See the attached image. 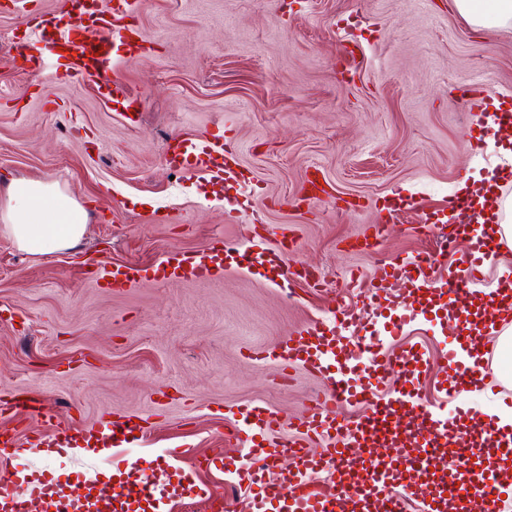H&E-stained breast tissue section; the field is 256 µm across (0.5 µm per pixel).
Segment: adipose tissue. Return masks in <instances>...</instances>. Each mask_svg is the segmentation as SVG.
Returning <instances> with one entry per match:
<instances>
[{"label": "adipose tissue", "mask_w": 512, "mask_h": 512, "mask_svg": "<svg viewBox=\"0 0 512 512\" xmlns=\"http://www.w3.org/2000/svg\"><path fill=\"white\" fill-rule=\"evenodd\" d=\"M458 13L477 29L512 26V0H453ZM0 226L16 247L31 254L69 250L81 242L86 209L56 181L18 177L7 182Z\"/></svg>", "instance_id": "obj_1"}]
</instances>
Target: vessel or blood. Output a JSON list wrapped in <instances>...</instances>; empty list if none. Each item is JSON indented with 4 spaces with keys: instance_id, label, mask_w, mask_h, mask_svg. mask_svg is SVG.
I'll return each mask as SVG.
<instances>
[{
    "instance_id": "obj_1",
    "label": "vessel or blood",
    "mask_w": 512,
    "mask_h": 512,
    "mask_svg": "<svg viewBox=\"0 0 512 512\" xmlns=\"http://www.w3.org/2000/svg\"><path fill=\"white\" fill-rule=\"evenodd\" d=\"M134 11V0H113L109 8L103 7L102 0H59L56 14L35 24L32 40L24 47L26 70L48 80L62 69L75 73L94 84L116 108H124V88L107 73L117 65L115 45L126 46L133 56L146 51L137 29L128 22ZM46 51L52 52L55 68L46 67L42 57ZM485 92L484 82L474 84L469 110L483 112L486 130L499 134L512 129V108L487 111ZM165 156L180 169L235 174L236 151L220 137L197 143L173 136ZM243 236V242L228 241L219 249L170 253L152 269L136 263L105 265L98 269L96 283L121 290L156 276L165 281L210 282L223 277L228 258L244 257L252 266L266 264L265 252L246 249L260 237L257 225L246 223ZM499 245L497 226H483L470 241L463 267L449 273L447 280L435 282L430 275L434 263L425 255L415 261L418 275L411 283L417 292L439 289L450 301H457L470 293L484 262ZM345 354L342 340L319 328L284 336L262 351V359L274 361L282 373L300 367L312 377H324L325 383L307 404L298 435L287 439L281 435L283 421L277 413L256 405L238 410L229 436L248 451V462L236 466L235 474L249 495V512H274L275 504L281 502L286 503V512H335L338 502L358 493L363 496L361 512H405L415 476L430 477L432 469L444 465V450L451 444L456 422L441 407L424 404L412 395L414 371L397 368L395 361L386 358L383 343L376 342L363 349L357 368L333 374V366ZM486 357L475 338L456 337L449 359L453 390L483 383ZM364 366L382 376L395 373L394 394L386 398L365 388L360 372ZM345 404H363L367 410L348 418L341 413ZM412 413L422 429L410 442L403 436L401 419ZM147 431L145 419L128 416L112 421L104 430L55 424L49 432L38 434L37 441L49 456L63 448L96 454L136 441ZM315 439L324 448L312 454L308 447ZM408 445L413 446V455H405ZM285 456L292 459V468L278 469V460ZM504 461L512 462V438L479 439L449 483L415 502L417 512H446L449 500L473 496L487 498L490 512H497L502 497L512 496V482L501 477L499 465ZM122 464L108 481L81 476L70 482L33 469L19 470L16 480L0 489V512H25L32 500L42 502L44 512H134L141 503H174L202 495L187 473H176L174 480L160 485L152 479L150 461L128 455ZM404 465L412 468V477L401 476Z\"/></svg>"
}]
</instances>
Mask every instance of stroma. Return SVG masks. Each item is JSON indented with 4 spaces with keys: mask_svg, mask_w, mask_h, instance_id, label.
I'll list each match as a JSON object with an SVG mask.
<instances>
[{
    "mask_svg": "<svg viewBox=\"0 0 512 512\" xmlns=\"http://www.w3.org/2000/svg\"><path fill=\"white\" fill-rule=\"evenodd\" d=\"M0 0V181L57 180L89 212L80 249L35 256L0 231V401L33 393L57 421L100 428L136 415L152 432L132 449L156 475L222 453L226 463L199 483L232 488L227 463L244 449L221 434L239 406L265 405L298 421L322 381L305 370L278 379L270 349L284 334L322 325L384 337L405 353L424 403L506 409L497 389L445 393L443 364L463 331L459 311L488 302L512 250L496 253L472 294L453 311L406 312L410 285L378 281L379 264L410 266L439 254L449 195L463 177L491 170L512 179V135L502 152L475 143L481 114L466 112L467 83L490 75V103L512 95V27L480 32L453 0H140L135 24L151 50L120 59L114 75L128 113L94 86L28 75L17 56L32 26ZM358 45L346 72L345 47ZM227 134L237 178L218 182L172 170V135L206 141ZM320 169L336 199L296 206L309 171ZM266 223V246L281 234L296 245L281 265L225 260L222 279L150 280L115 292L97 287L101 263L160 264L239 239L242 220ZM384 225L380 254L355 251L357 237ZM304 266L322 286L290 280ZM382 287V311L362 308L345 288L349 272ZM178 456H169V449ZM114 452L47 457L30 448L0 458V480L30 467L112 475Z\"/></svg>",
    "mask_w": 512,
    "mask_h": 512,
    "instance_id": "35a3bbf8",
    "label": "stroma"
}]
</instances>
